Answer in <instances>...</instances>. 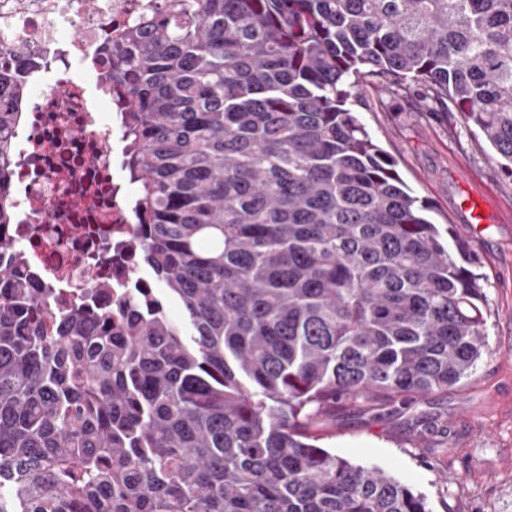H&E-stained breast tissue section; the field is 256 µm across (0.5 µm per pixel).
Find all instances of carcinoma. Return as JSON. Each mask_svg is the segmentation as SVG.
Masks as SVG:
<instances>
[{
  "mask_svg": "<svg viewBox=\"0 0 512 512\" xmlns=\"http://www.w3.org/2000/svg\"><path fill=\"white\" fill-rule=\"evenodd\" d=\"M153 2L92 61L163 290L65 301L0 243V512H429L310 433L343 400L445 393L487 350L469 247L347 100L450 101L512 174V0ZM36 68L0 48V225Z\"/></svg>",
  "mask_w": 512,
  "mask_h": 512,
  "instance_id": "obj_1",
  "label": "carcinoma"
}]
</instances>
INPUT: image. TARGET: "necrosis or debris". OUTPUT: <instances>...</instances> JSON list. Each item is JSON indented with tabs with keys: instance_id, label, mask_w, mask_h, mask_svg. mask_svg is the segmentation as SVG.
I'll return each mask as SVG.
<instances>
[{
	"instance_id": "4bbe7bcc",
	"label": "necrosis or debris",
	"mask_w": 512,
	"mask_h": 512,
	"mask_svg": "<svg viewBox=\"0 0 512 512\" xmlns=\"http://www.w3.org/2000/svg\"><path fill=\"white\" fill-rule=\"evenodd\" d=\"M151 0H0V45L25 44L44 79L27 86L29 133L15 144L11 182L19 221L0 226L38 287L89 297L101 283L144 281L111 128L71 68Z\"/></svg>"
}]
</instances>
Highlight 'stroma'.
Wrapping results in <instances>:
<instances>
[{
    "mask_svg": "<svg viewBox=\"0 0 512 512\" xmlns=\"http://www.w3.org/2000/svg\"><path fill=\"white\" fill-rule=\"evenodd\" d=\"M347 106L430 203V220L453 225L471 244L489 351L447 393L406 403L345 401L314 432L333 453L420 492L430 512H512V176L456 106L423 117L365 85ZM469 187L495 217L478 233L454 208Z\"/></svg>",
    "mask_w": 512,
    "mask_h": 512,
    "instance_id": "35a3bbf8",
    "label": "stroma"
}]
</instances>
